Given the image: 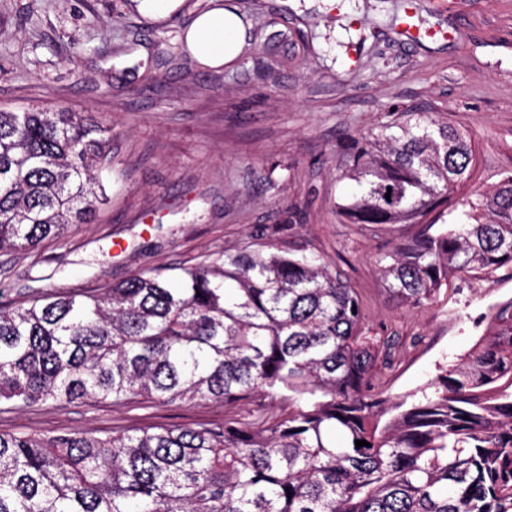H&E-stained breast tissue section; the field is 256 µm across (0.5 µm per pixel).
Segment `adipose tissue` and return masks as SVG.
<instances>
[{
  "instance_id": "obj_1",
  "label": "adipose tissue",
  "mask_w": 512,
  "mask_h": 512,
  "mask_svg": "<svg viewBox=\"0 0 512 512\" xmlns=\"http://www.w3.org/2000/svg\"><path fill=\"white\" fill-rule=\"evenodd\" d=\"M245 34L237 8L216 5L195 16L184 40L198 61L219 67L238 56Z\"/></svg>"
}]
</instances>
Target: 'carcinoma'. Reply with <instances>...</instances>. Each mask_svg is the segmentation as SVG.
<instances>
[{"mask_svg": "<svg viewBox=\"0 0 512 512\" xmlns=\"http://www.w3.org/2000/svg\"><path fill=\"white\" fill-rule=\"evenodd\" d=\"M106 129L83 112L0 110V251L60 239L107 200ZM474 147L437 112H389L349 148V224H422L378 261L420 307L512 267V172L465 222L433 227ZM390 198H385V195ZM409 402L375 390L398 342L317 255L271 246L0 308V402L210 400L224 422L0 433V512H512V298ZM253 406L254 420L236 411ZM365 440L370 446L356 447Z\"/></svg>", "mask_w": 512, "mask_h": 512, "instance_id": "obj_1", "label": "carcinoma"}]
</instances>
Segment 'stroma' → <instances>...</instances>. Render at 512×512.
I'll use <instances>...</instances> for the list:
<instances>
[{"mask_svg": "<svg viewBox=\"0 0 512 512\" xmlns=\"http://www.w3.org/2000/svg\"><path fill=\"white\" fill-rule=\"evenodd\" d=\"M130 2L0 0V109L86 112L112 129L107 202L62 240L0 252V303L263 243L320 255L357 288L370 324L406 343L382 376L385 396L420 392L468 352L489 307L512 298V270L400 304L375 262L418 226L377 232L344 223L336 205L355 190L341 176L353 139L391 110L447 113L475 146L447 223L512 172V0H223L244 16L246 45L218 70L180 40L211 0H183L160 20ZM408 9L416 43L398 32ZM223 420L209 401L0 406V433Z\"/></svg>", "mask_w": 512, "mask_h": 512, "instance_id": "35a3bbf8", "label": "stroma"}]
</instances>
